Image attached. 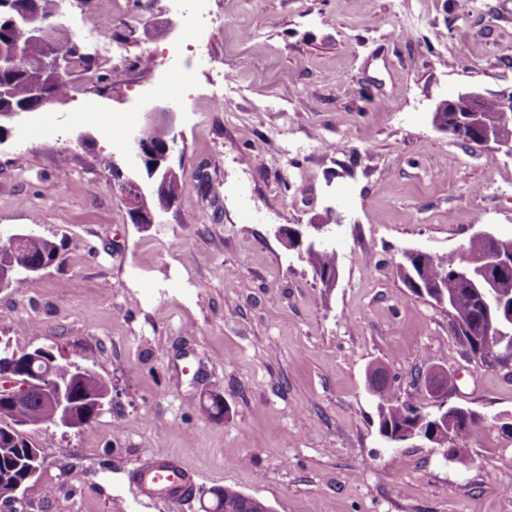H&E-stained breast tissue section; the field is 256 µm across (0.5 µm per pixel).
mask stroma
Returning <instances> with one entry per match:
<instances>
[{
  "mask_svg": "<svg viewBox=\"0 0 512 512\" xmlns=\"http://www.w3.org/2000/svg\"><path fill=\"white\" fill-rule=\"evenodd\" d=\"M175 2L119 0L105 79L77 77L0 144V232L64 258L0 291V339L79 353L114 395L82 430L30 429L45 464L16 512H202L221 486L273 512H512V370L472 356L398 271L481 230L512 240V155L432 122L440 101L512 85V0H213L208 54L180 61L178 199L135 224L102 160L123 159L112 128L169 100ZM312 223L331 227V289L275 235ZM378 364L405 400L428 370L455 374L449 404L478 417L469 466L388 447ZM213 394L223 419L202 410ZM160 451L194 475L181 503L135 484Z\"/></svg>",
  "mask_w": 512,
  "mask_h": 512,
  "instance_id": "1",
  "label": "stroma"
}]
</instances>
